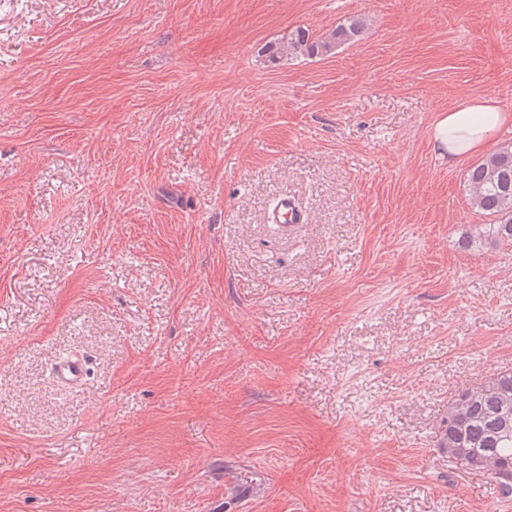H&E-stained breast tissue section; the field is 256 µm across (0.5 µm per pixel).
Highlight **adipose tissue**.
<instances>
[{
    "label": "adipose tissue",
    "instance_id": "adipose-tissue-1",
    "mask_svg": "<svg viewBox=\"0 0 512 512\" xmlns=\"http://www.w3.org/2000/svg\"><path fill=\"white\" fill-rule=\"evenodd\" d=\"M511 123L512 113L495 97L486 94L467 97L434 123L433 146L441 157L453 164L483 150L494 133Z\"/></svg>",
    "mask_w": 512,
    "mask_h": 512
}]
</instances>
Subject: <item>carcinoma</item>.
Listing matches in <instances>:
<instances>
[{"label":"carcinoma","instance_id":"cac0c4a2","mask_svg":"<svg viewBox=\"0 0 512 512\" xmlns=\"http://www.w3.org/2000/svg\"><path fill=\"white\" fill-rule=\"evenodd\" d=\"M363 21L351 19L315 38L297 29L288 39L269 45L270 57H317L356 40ZM469 202L477 212L493 218L483 234L494 244L512 243V146H504L469 167ZM436 449L455 448L465 469L511 478L499 486L512 498V369L493 374L478 386L459 388L448 402V418L438 427Z\"/></svg>","mask_w":512,"mask_h":512}]
</instances>
